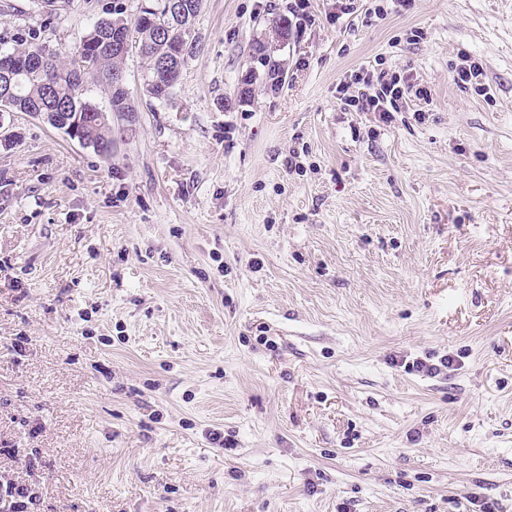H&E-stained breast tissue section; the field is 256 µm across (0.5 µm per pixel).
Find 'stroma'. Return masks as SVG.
<instances>
[{"instance_id": "stroma-1", "label": "stroma", "mask_w": 512, "mask_h": 512, "mask_svg": "<svg viewBox=\"0 0 512 512\" xmlns=\"http://www.w3.org/2000/svg\"><path fill=\"white\" fill-rule=\"evenodd\" d=\"M103 2L0 0V45ZM288 2L204 0L167 101L128 56L111 157L0 115V469L41 512H512V0H311L279 40ZM362 68L430 99L341 111ZM291 3L288 6V13L292 15V18L288 16L282 17L281 15L274 17L270 23L269 28L271 32L275 34L277 39H286L289 35L288 25L291 30L294 27L296 32H300L303 28L307 27L309 23H314V15L310 11L309 0H294L289 1ZM268 50L266 49L265 44L258 42L256 46V53L253 56V63L256 67H253V74H256V71L263 70V75L269 81H275L274 85H277L279 82H282L283 72L281 70V66L276 61L272 60ZM462 61L464 63L459 65L454 71L453 81L463 86L476 84V89L482 92L484 90V85L481 82L484 76L483 64L472 61L468 56L462 57Z\"/></svg>"}]
</instances>
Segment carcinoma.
Returning a JSON list of instances; mask_svg holds the SVG:
<instances>
[{
	"mask_svg": "<svg viewBox=\"0 0 512 512\" xmlns=\"http://www.w3.org/2000/svg\"><path fill=\"white\" fill-rule=\"evenodd\" d=\"M184 14L175 17L163 11L164 0H157L153 9L142 11L131 19L123 18L124 8L113 5L103 9V17L95 21L91 30L73 49L59 53L42 42H31L12 49L0 48L5 55L18 62L39 53L43 62L26 66L15 79L0 75V96L8 95L9 109L13 112H79L83 115L79 132L84 139L98 145L97 152L112 155V125L101 109L84 97L87 84H104L110 89V111L134 116L135 105L125 88L112 80L121 71L124 57L112 53L105 42L110 30H125L137 43L136 54L145 64V89L154 99L166 100L174 85L158 72L161 59H171L183 68L189 59L200 53L193 35V27L202 8V0H183ZM256 68L265 78L282 81L281 66L272 60L265 44L257 43L253 56Z\"/></svg>",
	"mask_w": 512,
	"mask_h": 512,
	"instance_id": "cac0c4a2",
	"label": "carcinoma"
}]
</instances>
